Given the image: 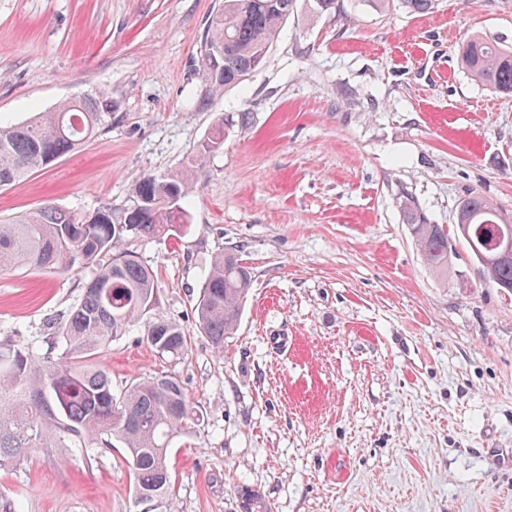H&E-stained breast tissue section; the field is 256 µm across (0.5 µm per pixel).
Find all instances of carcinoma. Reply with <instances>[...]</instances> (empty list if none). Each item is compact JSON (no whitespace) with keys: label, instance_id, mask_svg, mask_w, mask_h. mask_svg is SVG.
<instances>
[{"label":"carcinoma","instance_id":"1","mask_svg":"<svg viewBox=\"0 0 512 512\" xmlns=\"http://www.w3.org/2000/svg\"><path fill=\"white\" fill-rule=\"evenodd\" d=\"M297 2L224 0L223 9L207 25L200 49V69L212 92L241 84L263 65ZM376 2H397L413 14L434 8V0ZM459 64L481 85L512 94V44L472 35L460 47ZM114 107L110 96L96 93L0 126V188L81 148L112 125ZM223 143L224 128L219 125L185 170L139 178L132 200L123 207L76 212L45 205L0 219L1 274L35 267L85 277L76 303L48 321L52 337L45 353L37 355L29 344L0 341V469L16 464L27 448H58L68 442L81 449L88 462L98 449L111 447L108 439L115 436L126 448L136 498L153 502L164 497L171 483L170 441L188 429L197 414L176 378L155 376L117 393L112 378L91 360L139 322L159 357L177 358L185 351L182 327L160 315L157 277L138 245L190 223L189 172L203 166ZM403 208L426 264L448 276V234L429 223L411 199L404 200ZM456 223L468 226L471 255L483 278L496 287L512 285V257L501 256L493 245L497 235H512V224L501 223L492 203L478 193L459 203ZM250 285L249 268L233 250L215 255L194 314L200 333L218 354L237 330Z\"/></svg>","mask_w":512,"mask_h":512}]
</instances>
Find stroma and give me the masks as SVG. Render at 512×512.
I'll use <instances>...</instances> for the list:
<instances>
[{
  "label": "stroma",
  "mask_w": 512,
  "mask_h": 512,
  "mask_svg": "<svg viewBox=\"0 0 512 512\" xmlns=\"http://www.w3.org/2000/svg\"><path fill=\"white\" fill-rule=\"evenodd\" d=\"M219 5L0 0L1 123L95 91L116 103L78 151L0 189V216L124 206L224 126L192 178L190 224L140 248L187 350L160 358L137 326L94 358L117 390L175 377L199 414L171 441L169 496L135 499L121 447L91 462L26 449L0 495L15 512H238L248 486L272 512H512V293L460 239L434 274L401 210L412 198L449 230L477 192L512 223V95L458 65L467 34L512 43V0H436L427 15L300 0L263 66L216 95L199 42ZM227 248L252 285L218 355L193 305ZM82 282L0 275V340L43 339Z\"/></svg>",
  "instance_id": "obj_1"
}]
</instances>
